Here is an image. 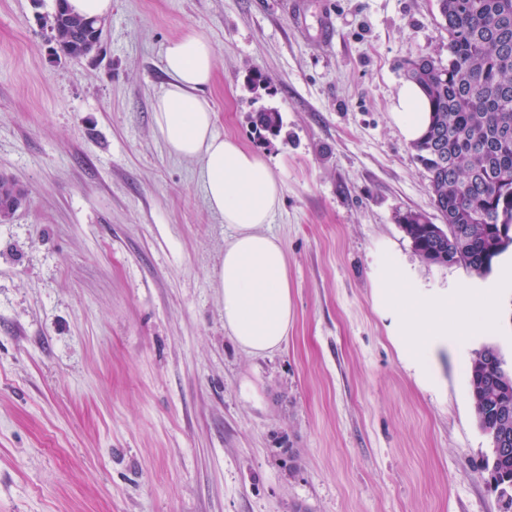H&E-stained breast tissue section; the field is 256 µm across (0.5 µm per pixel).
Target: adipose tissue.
Returning a JSON list of instances; mask_svg holds the SVG:
<instances>
[{
    "instance_id": "adipose-tissue-1",
    "label": "adipose tissue",
    "mask_w": 512,
    "mask_h": 512,
    "mask_svg": "<svg viewBox=\"0 0 512 512\" xmlns=\"http://www.w3.org/2000/svg\"><path fill=\"white\" fill-rule=\"evenodd\" d=\"M162 64L168 81L154 105L157 132L171 154L197 163L209 209L234 230L219 271L224 325L247 352L271 351L287 338L293 314L284 250L263 230L279 206L281 185L260 154L215 130L205 95L215 69L210 42L196 31L169 40ZM393 116L406 140L423 135L429 114L419 87L400 88ZM404 281L395 267L375 281V304L390 318L391 336L410 357L446 349L447 296L420 295Z\"/></svg>"
}]
</instances>
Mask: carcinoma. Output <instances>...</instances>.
<instances>
[{
  "label": "carcinoma",
  "mask_w": 512,
  "mask_h": 512,
  "mask_svg": "<svg viewBox=\"0 0 512 512\" xmlns=\"http://www.w3.org/2000/svg\"><path fill=\"white\" fill-rule=\"evenodd\" d=\"M448 32V61L424 55L400 64L404 77L426 99L430 121L411 144L414 159L428 173L434 209L447 221L434 236L425 214L409 210L398 223L425 261L458 266L485 277L512 247V0H436ZM54 54L80 60L95 51L103 29L99 20L72 13L55 0L44 16ZM258 133L280 134V112L263 110L254 120ZM25 190L0 177V215L9 220ZM477 420L492 441L483 470L496 481L503 512H512V363L501 349L485 344L466 368Z\"/></svg>",
  "instance_id": "carcinoma-1"
}]
</instances>
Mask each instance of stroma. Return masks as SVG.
<instances>
[{
    "mask_svg": "<svg viewBox=\"0 0 512 512\" xmlns=\"http://www.w3.org/2000/svg\"><path fill=\"white\" fill-rule=\"evenodd\" d=\"M53 5L0 0V174L27 192L0 222V512H502L466 365L512 358V283L424 261L397 221L434 211L392 106L399 62L448 56L436 0H112L79 61ZM190 30L217 132L282 183L265 230L293 319L269 353L225 328L232 230L155 125L162 47ZM386 265L452 304L494 290L495 332L471 319L420 381L374 307ZM254 123L256 132L258 131L259 135L267 133L272 136H278L282 129L280 112L274 109L257 112Z\"/></svg>",
    "mask_w": 512,
    "mask_h": 512,
    "instance_id": "1",
    "label": "stroma"
}]
</instances>
